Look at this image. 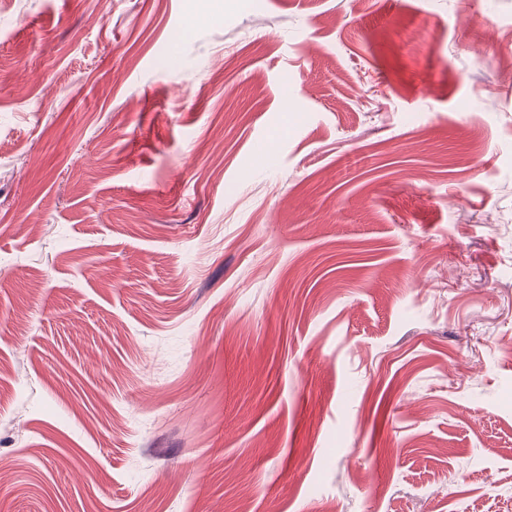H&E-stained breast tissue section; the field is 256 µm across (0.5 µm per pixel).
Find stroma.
<instances>
[{
    "instance_id": "35a3bbf8",
    "label": "stroma",
    "mask_w": 512,
    "mask_h": 512,
    "mask_svg": "<svg viewBox=\"0 0 512 512\" xmlns=\"http://www.w3.org/2000/svg\"><path fill=\"white\" fill-rule=\"evenodd\" d=\"M512 0H0V512H512Z\"/></svg>"
}]
</instances>
